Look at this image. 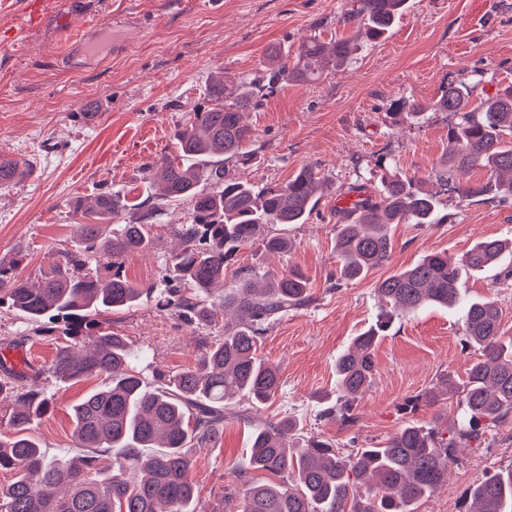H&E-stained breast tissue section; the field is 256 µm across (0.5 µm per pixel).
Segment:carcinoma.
Returning a JSON list of instances; mask_svg holds the SVG:
<instances>
[{"mask_svg":"<svg viewBox=\"0 0 512 512\" xmlns=\"http://www.w3.org/2000/svg\"><path fill=\"white\" fill-rule=\"evenodd\" d=\"M406 5L407 0H351L347 21L358 22L364 36L376 41L390 33ZM351 51L350 38L325 42L310 37L299 45L292 70L275 53L252 78L238 84L214 81L209 106L192 113L162 158L155 195L140 200L120 189L105 190L88 207L77 206V248L37 285L17 274L20 260L0 262V306L8 305L31 322L52 317L63 322V335L71 343L57 349L52 376L61 383L90 375L105 378L102 387L72 405L79 452L65 458L46 457L27 435L51 401L38 391L0 382V395L16 402L8 421L11 437L0 434V470L14 475L0 489V512H201L190 478L189 449L223 434L229 416H245L247 409L235 407L234 401L264 404L276 396L279 369L258 348L272 324L314 300L307 277L291 268L267 278L245 272L238 288L219 302L207 303L205 297L224 281V267L242 249L258 243L269 253L288 252L292 242L269 226L306 223L329 180L315 166L305 165L285 184L258 188L227 179L224 166L206 167L199 159L250 162L254 132L243 122V112L261 105L284 73L308 83ZM470 97L468 84L450 83L431 107L412 103L409 115L421 117L431 108L456 117L448 126L441 166L491 172L487 182L466 186L461 195L512 198V86L474 108ZM377 167L382 170L377 192L360 194L336 209L337 266L331 280L337 290L389 260L391 225L440 222L436 195L421 188V179L392 173L380 159ZM20 169L33 174L26 161L0 157V184L13 181ZM208 183L214 185L212 191L198 189ZM183 198L191 199L192 212L187 223L174 225L183 247L166 267V278L178 287L158 304L189 324L216 326L230 308L236 319L224 322V333L193 366L159 374L151 385L131 366L125 338L88 314L129 306L154 293V288L127 279L125 259L152 245L154 217ZM130 211L139 214L137 222L120 224L112 238L98 239V223ZM504 250L501 240L488 238L460 259L432 253L378 281L380 313L336 358L341 396L323 412L343 426L354 422L357 402L373 379L375 348L395 320L424 305H461L463 346L481 350V359L468 369L464 382L447 375L406 400L403 409L415 411L455 398L464 409L463 421L451 428L408 424L381 446L347 454L329 440L298 433L289 417L269 421L252 433L250 461L254 470L278 480L246 484L234 512H415L414 504L445 481L456 444L481 438L512 415V343L499 341L503 311L495 301L465 302L460 294L461 271L490 268ZM95 253L105 256L111 269L103 284L88 267ZM100 448H119L121 454L112 466L102 467ZM460 512H512V469L485 473L465 491Z\"/></svg>","mask_w":512,"mask_h":512,"instance_id":"1","label":"carcinoma"}]
</instances>
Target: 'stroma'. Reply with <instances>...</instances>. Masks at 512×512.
<instances>
[{
    "mask_svg": "<svg viewBox=\"0 0 512 512\" xmlns=\"http://www.w3.org/2000/svg\"><path fill=\"white\" fill-rule=\"evenodd\" d=\"M348 0H52L25 46L0 55V155L25 158L35 174L0 186V260L22 256L21 277L37 281L75 248L77 202L118 185L145 192L149 166L171 151L174 135L191 112L209 104L211 74L228 79L260 70L273 51L296 64L302 39L357 35L344 14ZM83 27V67L62 70L55 54L62 27ZM464 82L480 99L512 84V0H409L391 33L359 43L341 67L312 83L284 80L263 105L247 114L255 156L242 165L225 162L226 176L262 187L283 184L303 165L319 168L333 192L288 235L286 254L260 245L241 250L224 270V290L239 285L243 269L277 273L297 268L309 278L314 302L289 311L265 335L258 353L280 369L276 397L250 409L247 418L225 422L221 438L192 449L190 477L205 512H224L225 488L243 478L260 479L249 463L254 427L284 417L304 435L334 442L342 451L382 443L404 424L430 425L435 415L459 420L454 401L415 412L403 403L440 377L462 380L481 352L463 348V313L428 307L396 321L379 341L375 375L348 427L324 417L340 394L335 362L354 336L375 323L378 280L426 255L445 251L461 258L478 242H512V199L464 197L459 187L486 182L483 169L457 171L447 184L433 172L448 148L453 117L407 115L411 101L432 102L448 83ZM425 179L436 193L439 224L394 225L389 261L363 280L329 291L336 271V206L340 193L362 184L377 190V159ZM191 204L181 200L156 216L149 249L128 256L124 272L135 285L163 290L161 269L180 241L172 225L185 223ZM464 298L491 297L503 310L501 334L512 337V262L463 275ZM104 328L123 336L145 378L175 374L192 365L215 329L189 325L155 299L101 314ZM66 338L57 325L32 323L0 307V356L25 359V388L50 396V413L33 422L30 436L48 455L74 452L71 407L100 388L102 377L74 384L52 378L48 367ZM448 479L421 500L416 512H459L461 497L484 473L512 468V418L469 446L459 448Z\"/></svg>",
    "mask_w": 512,
    "mask_h": 512,
    "instance_id": "1",
    "label": "stroma"
}]
</instances>
